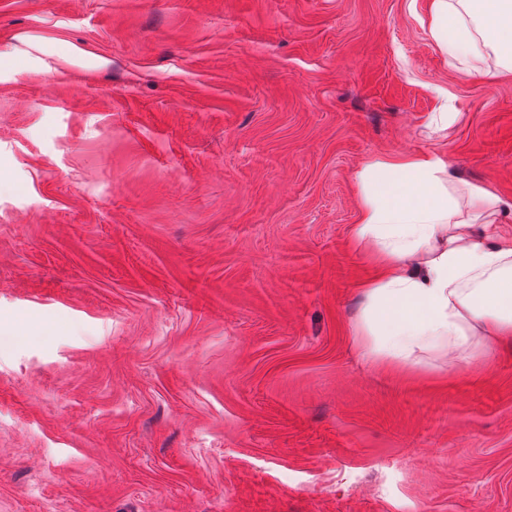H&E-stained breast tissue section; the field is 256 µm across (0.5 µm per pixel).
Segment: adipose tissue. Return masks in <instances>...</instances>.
<instances>
[{
  "label": "adipose tissue",
  "mask_w": 512,
  "mask_h": 512,
  "mask_svg": "<svg viewBox=\"0 0 512 512\" xmlns=\"http://www.w3.org/2000/svg\"><path fill=\"white\" fill-rule=\"evenodd\" d=\"M429 33L451 68L512 74V0H432ZM357 248L377 257L357 288L361 358L458 367L512 342V199L461 179L445 153L378 155L359 167Z\"/></svg>",
  "instance_id": "adipose-tissue-1"
}]
</instances>
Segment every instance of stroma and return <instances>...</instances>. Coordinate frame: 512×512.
<instances>
[{
    "label": "stroma",
    "instance_id": "stroma-1",
    "mask_svg": "<svg viewBox=\"0 0 512 512\" xmlns=\"http://www.w3.org/2000/svg\"><path fill=\"white\" fill-rule=\"evenodd\" d=\"M430 2L0 0V512H512V346L355 347L356 169L512 199Z\"/></svg>",
    "mask_w": 512,
    "mask_h": 512
}]
</instances>
